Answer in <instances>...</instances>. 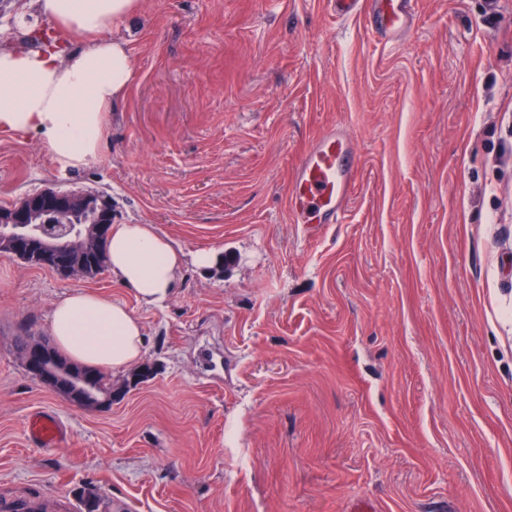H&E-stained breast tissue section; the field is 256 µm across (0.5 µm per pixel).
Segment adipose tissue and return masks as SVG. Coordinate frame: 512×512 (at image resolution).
I'll return each instance as SVG.
<instances>
[{
  "label": "adipose tissue",
  "mask_w": 512,
  "mask_h": 512,
  "mask_svg": "<svg viewBox=\"0 0 512 512\" xmlns=\"http://www.w3.org/2000/svg\"><path fill=\"white\" fill-rule=\"evenodd\" d=\"M18 18L20 35L36 49H0V134L35 137L61 171L94 159L107 134L106 115L132 78L128 46L107 33L135 14L138 0H33ZM54 25L40 31L41 22ZM87 36L73 50L68 39ZM118 283L139 303L160 306L175 292L184 254L152 224H120L107 244ZM49 331L73 360L104 370L137 363L144 352L143 324L129 307L92 290L56 300Z\"/></svg>",
  "instance_id": "adipose-tissue-1"
}]
</instances>
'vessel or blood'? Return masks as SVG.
<instances>
[{
	"mask_svg": "<svg viewBox=\"0 0 512 512\" xmlns=\"http://www.w3.org/2000/svg\"><path fill=\"white\" fill-rule=\"evenodd\" d=\"M340 17L366 14L371 33L387 44L400 42L418 20V0H326ZM353 141L343 125L325 127L303 153L289 183L294 223H343L356 184ZM28 434L39 446L60 445L66 438L58 418L47 412L30 417Z\"/></svg>",
	"mask_w": 512,
	"mask_h": 512,
	"instance_id": "b4317fda",
	"label": "vessel or blood"
}]
</instances>
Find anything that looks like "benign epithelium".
<instances>
[{"label": "benign epithelium", "mask_w": 512, "mask_h": 512, "mask_svg": "<svg viewBox=\"0 0 512 512\" xmlns=\"http://www.w3.org/2000/svg\"><path fill=\"white\" fill-rule=\"evenodd\" d=\"M93 200L99 201L101 207L93 228L100 239H105L112 223V210L103 198L46 189L0 211V255H38L54 268L70 269L74 264L72 243L82 225L69 224L62 218L71 207L87 208ZM20 354L32 375L69 402L86 409H100L112 402V394L98 391L95 372L61 359L46 342L30 340Z\"/></svg>", "instance_id": "7a95c632"}]
</instances>
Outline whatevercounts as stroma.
<instances>
[{"instance_id": "35a3bbf8", "label": "stroma", "mask_w": 512, "mask_h": 512, "mask_svg": "<svg viewBox=\"0 0 512 512\" xmlns=\"http://www.w3.org/2000/svg\"><path fill=\"white\" fill-rule=\"evenodd\" d=\"M139 3L97 158L63 173L0 135V206L104 194L183 250L178 292L0 258V512H512V0H420L386 46L323 0ZM333 123L358 177L345 223L309 229L287 188ZM79 289L144 325L98 411L15 347ZM38 411L63 445L29 439Z\"/></svg>"}]
</instances>
